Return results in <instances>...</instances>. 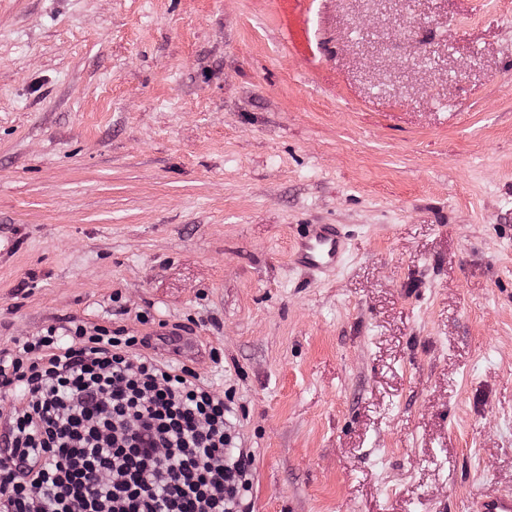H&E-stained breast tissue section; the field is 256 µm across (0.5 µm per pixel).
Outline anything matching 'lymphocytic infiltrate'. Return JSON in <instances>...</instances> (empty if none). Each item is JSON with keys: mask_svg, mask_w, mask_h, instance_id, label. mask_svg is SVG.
Masks as SVG:
<instances>
[{"mask_svg": "<svg viewBox=\"0 0 512 512\" xmlns=\"http://www.w3.org/2000/svg\"><path fill=\"white\" fill-rule=\"evenodd\" d=\"M232 391L78 324L0 350V512H251Z\"/></svg>", "mask_w": 512, "mask_h": 512, "instance_id": "obj_1", "label": "lymphocytic infiltrate"}]
</instances>
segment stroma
Here are the masks:
<instances>
[{
	"mask_svg": "<svg viewBox=\"0 0 512 512\" xmlns=\"http://www.w3.org/2000/svg\"><path fill=\"white\" fill-rule=\"evenodd\" d=\"M0 234V349L196 359L253 512L512 493V0H0ZM345 253V241L336 224H306L299 236L296 260L312 272L336 268Z\"/></svg>",
	"mask_w": 512,
	"mask_h": 512,
	"instance_id": "1",
	"label": "stroma"
}]
</instances>
